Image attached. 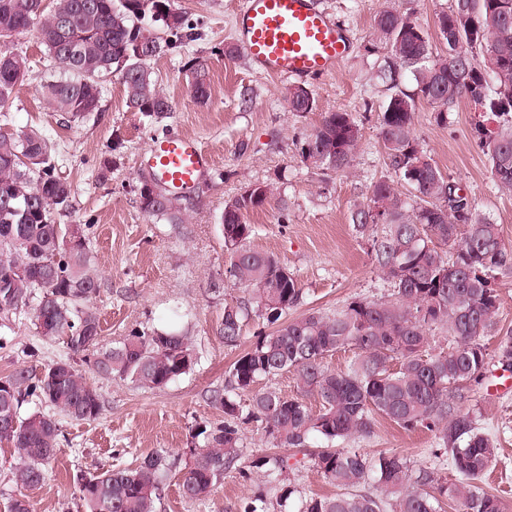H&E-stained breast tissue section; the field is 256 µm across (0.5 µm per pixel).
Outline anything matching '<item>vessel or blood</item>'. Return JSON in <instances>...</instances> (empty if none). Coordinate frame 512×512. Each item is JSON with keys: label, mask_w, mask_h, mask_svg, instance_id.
I'll return each instance as SVG.
<instances>
[{"label": "vessel or blood", "mask_w": 512, "mask_h": 512, "mask_svg": "<svg viewBox=\"0 0 512 512\" xmlns=\"http://www.w3.org/2000/svg\"><path fill=\"white\" fill-rule=\"evenodd\" d=\"M236 39L254 68L294 79L328 74L350 50L345 29L312 0H242ZM147 153L170 193L192 192L211 163L199 141L185 134L153 139Z\"/></svg>", "instance_id": "b4317fda"}]
</instances>
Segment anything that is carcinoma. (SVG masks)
Listing matches in <instances>:
<instances>
[{"mask_svg": "<svg viewBox=\"0 0 512 512\" xmlns=\"http://www.w3.org/2000/svg\"><path fill=\"white\" fill-rule=\"evenodd\" d=\"M53 2L49 11L45 0H0V110L13 102L27 76L11 38L34 31L49 74L36 91L65 119L98 111L101 82L113 73L122 78L130 111L149 120L172 111L150 62L196 40L173 0ZM435 27L439 49L412 14L386 8L375 15V39L365 46L381 57L379 77L388 91L378 112L386 165L410 188L406 196L382 177L350 211L355 231L372 239V259L390 284L388 293L329 313L288 317L301 302L302 288L277 258L250 247L255 225L247 220L271 200L274 186L250 184L225 203L228 279L243 289L244 298L224 304L218 333L224 344H237L253 315L273 330L257 336L233 362L225 392L213 396L224 422L196 432L201 446L180 484L185 499L207 496L238 464L243 423H256L280 448H303L313 436L333 444L368 434L377 415L404 429L432 432V455L451 456L457 479L443 483L436 469L414 470L397 455L371 460L355 450L325 448L314 454L313 466L341 492L311 496L300 512H439L442 498L456 512H504L502 502L475 483L498 448L478 430L462 400L463 391L485 377L490 354L482 337L500 336L498 363L512 368V329L498 325L494 288L507 252L499 225L471 199L451 198L459 188L420 148L414 114L417 103L426 101L443 124L461 99L472 101L479 116L473 134L497 185L512 191V0H450ZM191 93L201 102L210 97L201 62L194 67ZM285 97L296 114L317 110L313 93L303 86L288 87ZM361 137L352 113L326 112L300 144L299 156L325 175L338 174L350 167ZM56 163V144L44 130L0 132V323L23 311L32 316L41 340L62 339L74 353L92 351L99 375L164 388L193 369L192 339L183 331L151 327L100 346L92 305L100 292L95 257L84 234L69 239L67 226L56 222L71 208L73 195ZM145 178L140 175L137 184L142 212L168 224L184 223L185 196L157 185L145 191ZM435 330L450 337L448 349L437 353L428 342ZM346 348L355 350L350 364L328 370L324 359ZM285 371L294 372L299 395L256 388L261 379ZM242 393L249 403L238 401ZM308 394L320 403L316 413L303 400ZM28 397L53 412L21 416ZM100 412L97 389L67 359L49 365L35 381L23 370L1 377L0 441L10 442L19 459L16 483L36 487L45 481L61 435L56 416L90 421ZM171 467L169 457L157 452L134 467L81 477L84 512H157ZM255 468L279 487V495L272 502L260 494L244 512H283L295 493L286 483L288 457L266 455Z\"/></svg>", "mask_w": 512, "mask_h": 512, "instance_id": "cac0c4a2", "label": "carcinoma"}]
</instances>
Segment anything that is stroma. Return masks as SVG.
Masks as SVG:
<instances>
[{
    "label": "stroma",
    "mask_w": 512,
    "mask_h": 512,
    "mask_svg": "<svg viewBox=\"0 0 512 512\" xmlns=\"http://www.w3.org/2000/svg\"><path fill=\"white\" fill-rule=\"evenodd\" d=\"M346 29L351 50L334 72L304 85L318 109L305 116L290 112L283 96L289 82L254 70L246 53L229 58L224 47L234 45L233 28L241 0H175L176 8L193 23L200 37L152 61L163 93L173 109L150 121L131 112L125 103L120 75L102 83L100 107L83 119L65 122L42 102L36 88L45 72L44 52L32 34H21L12 45L27 59L28 75L8 109L7 131L35 126L58 141L57 172L74 189L73 206L58 215L61 224H81L97 257L101 290L95 305L101 319V343L134 328L179 325L188 328L197 362L192 371L161 390L101 377L88 354H76L61 342H43L30 315L13 320L8 344L0 349V376L22 369L41 375L61 359L71 363L97 387L102 411L93 421L61 418L62 438L47 464L43 484L17 485L18 460L8 443H0V512H9L14 499L25 498L33 512H83L78 478L115 465H127L161 452L174 464L157 512H242L246 501L262 492L275 498L277 490L262 471L243 481L238 471L199 501L182 497L179 483L191 467L194 434L222 422L211 391L224 388L227 370L271 327L252 317L238 345H225L217 333L225 303L242 295L225 284L229 259L224 251V204L253 182H271L277 199L251 212L256 227L253 248L273 254L297 278L303 291L294 315L312 309L329 311L358 297L387 292L388 282L371 260L368 237L359 235L349 216L354 203L365 200L374 180L385 175V149L378 112L387 91L376 72L380 60L366 53L374 15L386 7L414 13L426 28L450 0H314ZM205 61L211 96L197 104L190 93V68ZM250 94L242 107V94ZM354 113L362 127L352 167L331 176L308 167L298 155V143L316 126L322 113ZM474 105L461 100L447 123L434 120V110L419 102L414 115L420 147L455 182L479 212L499 224L503 242L512 253V192L502 191L492 178L489 160L472 134ZM189 134L198 138L212 163L200 181V193L183 224L145 216L136 193L143 153L152 139ZM115 158L111 173L101 171L104 159ZM479 430L497 441L499 456L478 479V486L498 496L512 512V373L490 362L481 384L468 393ZM312 438L305 449H285L288 478L296 493L287 505L298 512L302 498L336 493L311 462L323 448ZM341 448L374 459L396 454L417 468L434 462L433 433L406 430L376 419L372 431L341 441Z\"/></svg>",
    "instance_id": "1"
}]
</instances>
